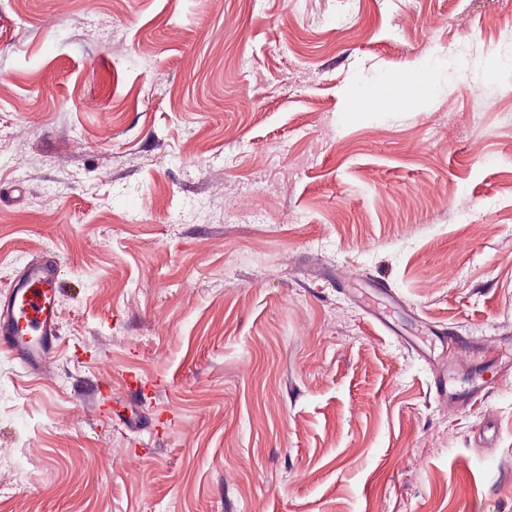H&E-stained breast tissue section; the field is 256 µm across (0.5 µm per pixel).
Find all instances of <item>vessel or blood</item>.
Wrapping results in <instances>:
<instances>
[{
    "instance_id": "b4317fda",
    "label": "vessel or blood",
    "mask_w": 512,
    "mask_h": 512,
    "mask_svg": "<svg viewBox=\"0 0 512 512\" xmlns=\"http://www.w3.org/2000/svg\"><path fill=\"white\" fill-rule=\"evenodd\" d=\"M59 263L38 259L0 290V350L26 372L43 375L58 347L61 316Z\"/></svg>"
}]
</instances>
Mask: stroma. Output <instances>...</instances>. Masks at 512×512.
<instances>
[{
  "label": "stroma",
  "mask_w": 512,
  "mask_h": 512,
  "mask_svg": "<svg viewBox=\"0 0 512 512\" xmlns=\"http://www.w3.org/2000/svg\"><path fill=\"white\" fill-rule=\"evenodd\" d=\"M511 23L0 0V288L63 260L48 378L0 352V512H512Z\"/></svg>",
  "instance_id": "obj_1"
}]
</instances>
